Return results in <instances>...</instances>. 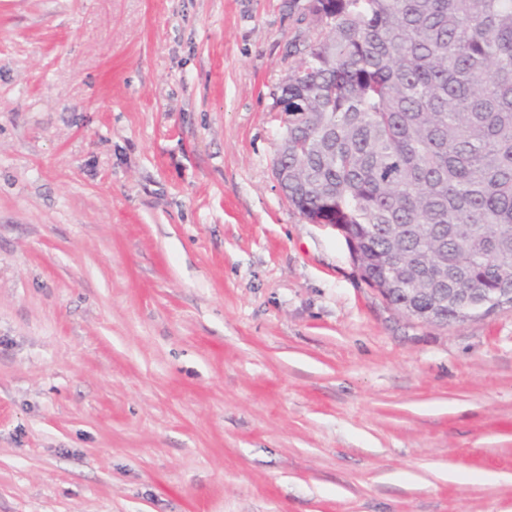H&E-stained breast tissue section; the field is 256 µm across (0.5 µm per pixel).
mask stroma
<instances>
[{
    "label": "stroma",
    "instance_id": "obj_1",
    "mask_svg": "<svg viewBox=\"0 0 512 512\" xmlns=\"http://www.w3.org/2000/svg\"><path fill=\"white\" fill-rule=\"evenodd\" d=\"M307 3L0 0V512H512V306L397 312L278 185Z\"/></svg>",
    "mask_w": 512,
    "mask_h": 512
}]
</instances>
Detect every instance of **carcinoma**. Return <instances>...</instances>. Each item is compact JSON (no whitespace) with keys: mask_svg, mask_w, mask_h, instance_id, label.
Here are the masks:
<instances>
[{"mask_svg":"<svg viewBox=\"0 0 512 512\" xmlns=\"http://www.w3.org/2000/svg\"><path fill=\"white\" fill-rule=\"evenodd\" d=\"M290 43L286 197L345 224L368 285L512 288V0H315Z\"/></svg>","mask_w":512,"mask_h":512,"instance_id":"obj_1","label":"carcinoma"}]
</instances>
